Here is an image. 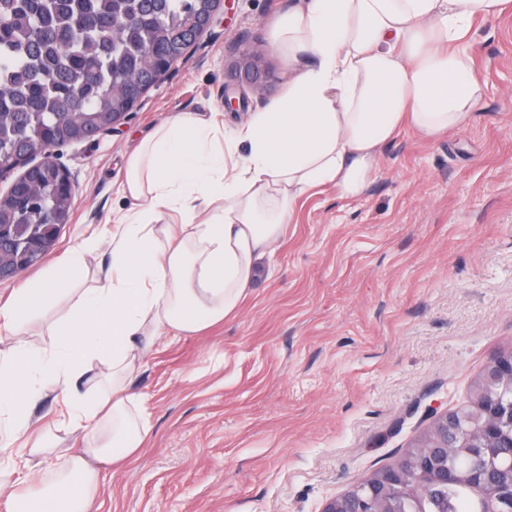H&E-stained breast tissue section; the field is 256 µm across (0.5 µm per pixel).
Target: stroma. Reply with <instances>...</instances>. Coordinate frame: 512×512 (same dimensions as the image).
Here are the masks:
<instances>
[{"instance_id":"stroma-1","label":"stroma","mask_w":512,"mask_h":512,"mask_svg":"<svg viewBox=\"0 0 512 512\" xmlns=\"http://www.w3.org/2000/svg\"><path fill=\"white\" fill-rule=\"evenodd\" d=\"M289 5L225 0L120 125L59 147L71 220L27 277L133 207L124 165L154 125L218 110L232 127L287 90L272 24ZM470 36L483 81L472 123L431 140L403 130L358 198L299 199L237 314L160 340L132 382L152 432L92 512H321L394 464L432 412L466 403L512 348V13ZM247 45L266 46L275 81L231 112L225 72Z\"/></svg>"}]
</instances>
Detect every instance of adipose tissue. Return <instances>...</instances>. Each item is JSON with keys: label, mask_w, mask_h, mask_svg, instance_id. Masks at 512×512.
Listing matches in <instances>:
<instances>
[{"label": "adipose tissue", "mask_w": 512, "mask_h": 512, "mask_svg": "<svg viewBox=\"0 0 512 512\" xmlns=\"http://www.w3.org/2000/svg\"><path fill=\"white\" fill-rule=\"evenodd\" d=\"M507 12L512 0H300L273 29L288 61L312 59L285 93L231 134L182 112L145 136L121 185L140 207L113 224L110 264L89 271V237L0 305L1 336L47 313L55 337L0 350V433L26 434L23 403L40 396L30 376L64 404L30 455L12 458L0 512H91L102 465L130 462L152 431L131 377L160 338L234 316L299 198L326 186L361 196L403 127L433 138L470 125L483 97L471 24ZM63 438L78 448L55 453ZM35 460L51 477L40 489Z\"/></svg>", "instance_id": "obj_1"}]
</instances>
